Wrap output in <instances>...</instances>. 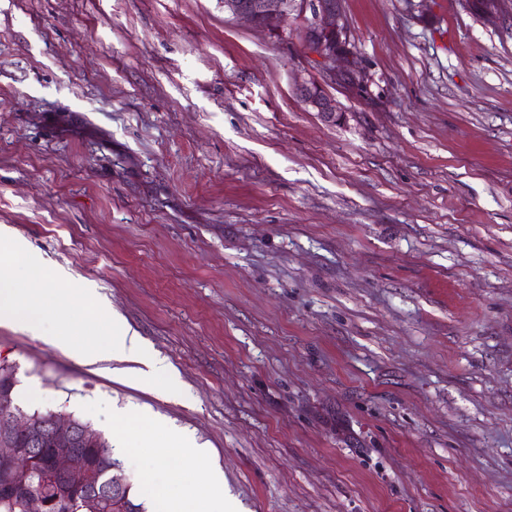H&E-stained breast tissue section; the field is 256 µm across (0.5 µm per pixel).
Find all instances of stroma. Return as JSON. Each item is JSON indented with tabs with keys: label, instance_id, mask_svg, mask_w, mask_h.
<instances>
[{
	"label": "stroma",
	"instance_id": "stroma-1",
	"mask_svg": "<svg viewBox=\"0 0 512 512\" xmlns=\"http://www.w3.org/2000/svg\"><path fill=\"white\" fill-rule=\"evenodd\" d=\"M362 90L341 123L301 23L224 0H0V272L44 328L119 314L178 377L0 322L25 411L206 448L241 512H512V17L460 0H340ZM296 91L304 104L317 112L324 122L335 124L343 116L337 109L336 101L320 83L313 80L302 81Z\"/></svg>",
	"mask_w": 512,
	"mask_h": 512
}]
</instances>
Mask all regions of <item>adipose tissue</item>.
Here are the masks:
<instances>
[{"label":"adipose tissue","instance_id":"1","mask_svg":"<svg viewBox=\"0 0 512 512\" xmlns=\"http://www.w3.org/2000/svg\"><path fill=\"white\" fill-rule=\"evenodd\" d=\"M46 311L40 295L19 279L0 276V319L20 323L35 335H42ZM51 341L67 347L88 364L96 363L104 356H112L120 362L116 376L119 380L137 379L148 383L174 387L177 377L165 358L150 352L145 341L120 318H113L110 336L106 344L88 340L74 334H55ZM132 363V370H125V363ZM173 482L183 484L185 498L194 512H237L233 501L224 497V475L216 469L199 476L185 478L181 470L170 473Z\"/></svg>","mask_w":512,"mask_h":512}]
</instances>
